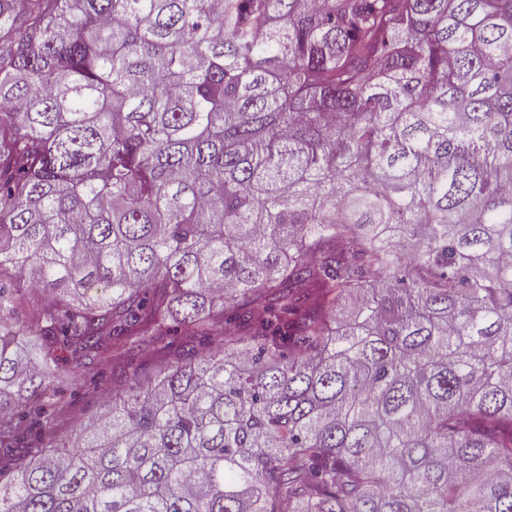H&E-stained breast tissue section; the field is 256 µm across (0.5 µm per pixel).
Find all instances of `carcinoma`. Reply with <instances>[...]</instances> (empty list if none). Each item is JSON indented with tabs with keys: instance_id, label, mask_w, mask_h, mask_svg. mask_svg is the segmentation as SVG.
<instances>
[{
	"instance_id": "1",
	"label": "carcinoma",
	"mask_w": 512,
	"mask_h": 512,
	"mask_svg": "<svg viewBox=\"0 0 512 512\" xmlns=\"http://www.w3.org/2000/svg\"><path fill=\"white\" fill-rule=\"evenodd\" d=\"M79 419L54 354L123 372ZM0 512H512V0H0Z\"/></svg>"
}]
</instances>
